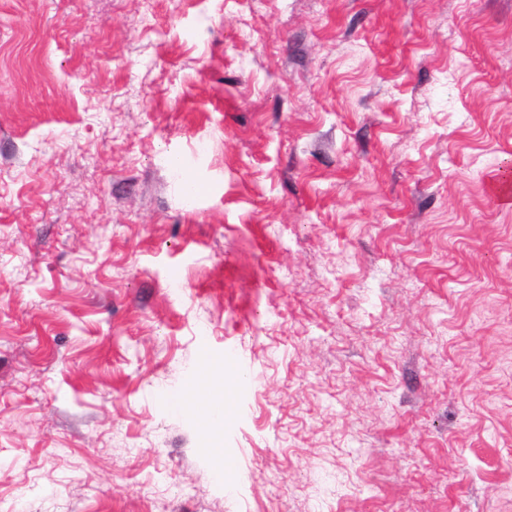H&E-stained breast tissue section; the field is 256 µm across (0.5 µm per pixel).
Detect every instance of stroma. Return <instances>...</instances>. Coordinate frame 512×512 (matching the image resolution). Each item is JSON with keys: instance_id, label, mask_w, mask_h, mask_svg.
<instances>
[{"instance_id": "1", "label": "stroma", "mask_w": 512, "mask_h": 512, "mask_svg": "<svg viewBox=\"0 0 512 512\" xmlns=\"http://www.w3.org/2000/svg\"><path fill=\"white\" fill-rule=\"evenodd\" d=\"M511 156L512 0H0V512H512ZM197 395L206 404L209 411V427L207 432L212 433L213 429H218L224 423V401H229L227 394L224 396V369L217 371L213 382H201L191 384L181 393H176L170 398V405L175 410H183L187 405L189 396Z\"/></svg>"}]
</instances>
